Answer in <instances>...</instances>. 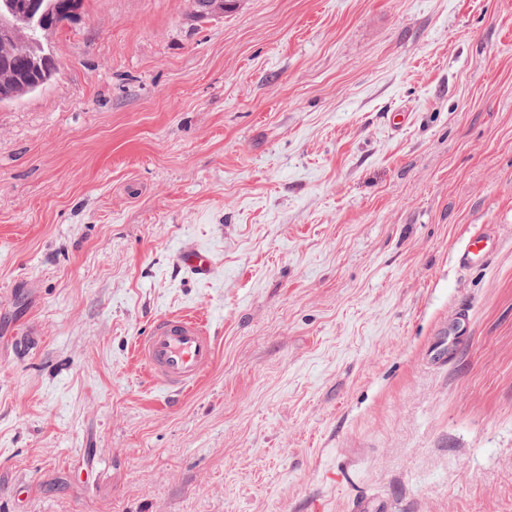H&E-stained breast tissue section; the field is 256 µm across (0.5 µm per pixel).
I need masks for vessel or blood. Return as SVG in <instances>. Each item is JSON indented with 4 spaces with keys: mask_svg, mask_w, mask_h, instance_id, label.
Segmentation results:
<instances>
[{
    "mask_svg": "<svg viewBox=\"0 0 512 512\" xmlns=\"http://www.w3.org/2000/svg\"><path fill=\"white\" fill-rule=\"evenodd\" d=\"M177 263L196 278L209 279L214 270L211 256L193 246L176 255ZM135 352L150 376L166 389L184 393L193 388L215 359V342L203 321L189 314L157 320L139 338Z\"/></svg>",
    "mask_w": 512,
    "mask_h": 512,
    "instance_id": "obj_1",
    "label": "vessel or blood"
}]
</instances>
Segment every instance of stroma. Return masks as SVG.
<instances>
[{"instance_id":"1","label":"stroma","mask_w":512,"mask_h":512,"mask_svg":"<svg viewBox=\"0 0 512 512\" xmlns=\"http://www.w3.org/2000/svg\"><path fill=\"white\" fill-rule=\"evenodd\" d=\"M190 13L83 0L0 104V512H512V0ZM176 262L201 280L209 279L214 270L212 257L194 246L179 251L176 255ZM137 358L166 389L184 393L193 388L215 359L214 337L203 321L189 314L157 320L135 346Z\"/></svg>"}]
</instances>
